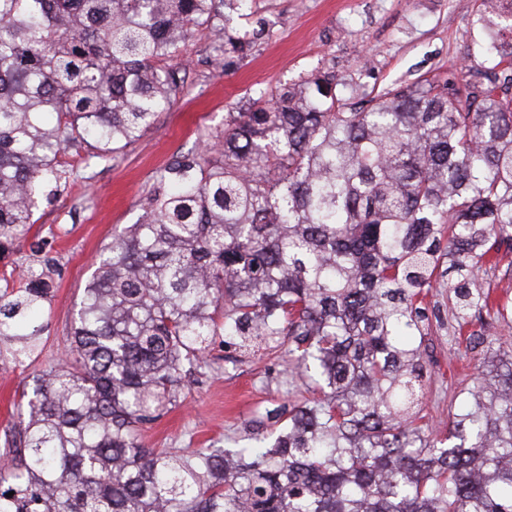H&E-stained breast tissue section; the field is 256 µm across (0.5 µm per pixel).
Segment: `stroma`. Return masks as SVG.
<instances>
[{
  "label": "stroma",
  "mask_w": 512,
  "mask_h": 512,
  "mask_svg": "<svg viewBox=\"0 0 512 512\" xmlns=\"http://www.w3.org/2000/svg\"><path fill=\"white\" fill-rule=\"evenodd\" d=\"M474 9L475 0H254L253 16L227 14L226 28L245 30L259 17L269 35L231 59L215 50L221 36L199 28L175 62L184 88L172 110L120 153L70 157L69 178L57 196L39 201L28 236L0 253V275L18 274L44 242L58 261L34 368L61 356L96 256L140 218L156 173L174 156L201 147L204 133L223 128L226 113L259 92L319 73L356 87V100L366 101L394 85L462 67L484 37L472 23ZM425 302L432 317L423 338L430 372L423 415L443 437L449 414L460 410L462 391L472 384L479 353L466 337L480 325L456 328L447 289L431 288ZM209 358L211 370L195 376L168 413L143 427L145 447L189 451L228 438L245 444L266 410L311 396L281 352L245 355L218 343Z\"/></svg>",
  "instance_id": "35a3bbf8"
}]
</instances>
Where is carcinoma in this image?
<instances>
[{
  "instance_id": "obj_1",
  "label": "carcinoma",
  "mask_w": 512,
  "mask_h": 512,
  "mask_svg": "<svg viewBox=\"0 0 512 512\" xmlns=\"http://www.w3.org/2000/svg\"><path fill=\"white\" fill-rule=\"evenodd\" d=\"M250 0H0V249L25 238L72 148L136 142L182 88L173 62ZM477 0L489 65L388 89L335 77L262 92L160 171L35 370L5 440L0 512H512V350L479 273L512 255V6ZM266 36L224 33V55ZM56 259L0 287V363L28 366ZM448 277L483 362L448 439L419 425L424 292ZM288 345L317 397L272 440L171 454L139 431L216 342ZM13 496H8V493Z\"/></svg>"
}]
</instances>
